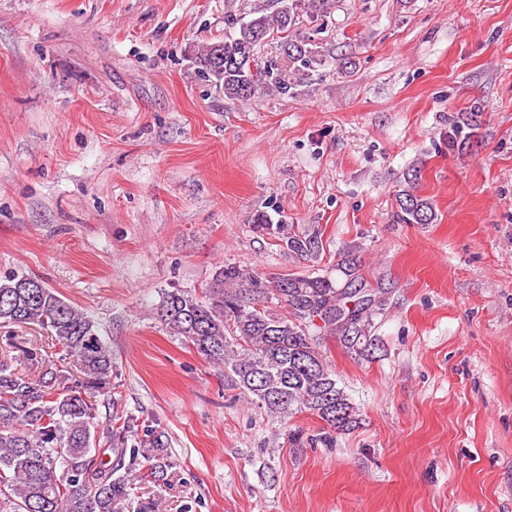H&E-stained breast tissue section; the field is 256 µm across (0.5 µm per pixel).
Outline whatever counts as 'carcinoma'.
<instances>
[{"instance_id": "1", "label": "carcinoma", "mask_w": 512, "mask_h": 512, "mask_svg": "<svg viewBox=\"0 0 512 512\" xmlns=\"http://www.w3.org/2000/svg\"><path fill=\"white\" fill-rule=\"evenodd\" d=\"M269 14L253 7L224 21V40L201 44L193 54L201 75L229 99L247 101L265 89L291 95L310 72L325 66L318 35L337 0H274ZM274 44L276 54L264 55ZM466 117L453 123L448 147L469 144ZM399 218L407 224L435 220L430 202L410 188L399 196ZM261 234L277 233L288 252L307 262L323 248L320 230L284 233V225L256 218ZM351 254L336 263V276L275 275L224 262L201 295L174 289L159 306L161 322L210 362L224 366L227 386L283 418L309 412L330 432L303 436L285 430L294 447L320 442L357 424L355 408L319 351L316 332L325 330L348 352L375 349L373 318L381 302L363 292ZM37 323L47 328L59 358H73L78 374L47 366L36 379L16 371L13 357L0 356V512H151L131 491L126 472L138 451L124 448L138 427L132 416L99 426L96 394L112 400V347L98 324L60 298L37 276L0 277V324ZM155 472L162 470L163 432L147 430ZM109 445L113 458L100 456Z\"/></svg>"}]
</instances>
